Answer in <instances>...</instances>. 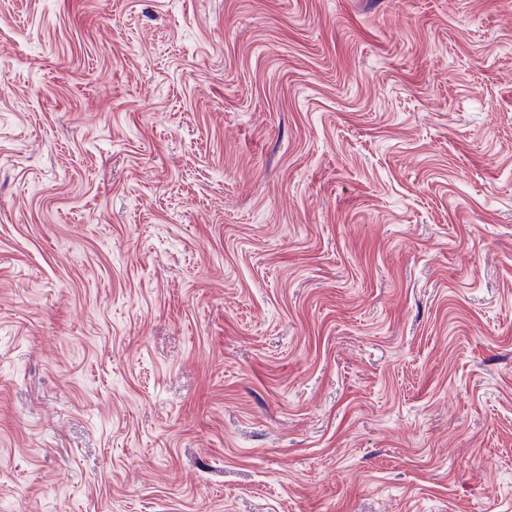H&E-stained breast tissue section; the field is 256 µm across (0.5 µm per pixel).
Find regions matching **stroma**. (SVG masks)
I'll return each mask as SVG.
<instances>
[{
    "label": "stroma",
    "instance_id": "obj_1",
    "mask_svg": "<svg viewBox=\"0 0 512 512\" xmlns=\"http://www.w3.org/2000/svg\"><path fill=\"white\" fill-rule=\"evenodd\" d=\"M0 512H512V0H0Z\"/></svg>",
    "mask_w": 512,
    "mask_h": 512
}]
</instances>
